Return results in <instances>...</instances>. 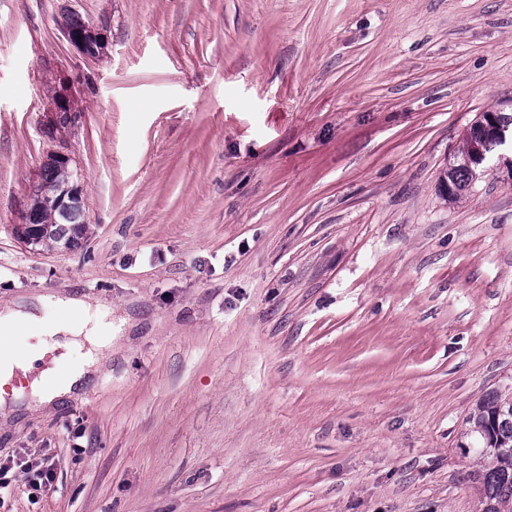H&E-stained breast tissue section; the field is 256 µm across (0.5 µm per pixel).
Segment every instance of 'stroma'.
<instances>
[{
	"mask_svg": "<svg viewBox=\"0 0 512 512\" xmlns=\"http://www.w3.org/2000/svg\"><path fill=\"white\" fill-rule=\"evenodd\" d=\"M498 110L512 0H0V302L103 298L113 334L79 398L0 425L1 464L56 471L0 512H482L466 418L512 389V180L438 183ZM56 151L88 230L31 249ZM72 14V12L64 13L62 20L60 22V26L67 40L76 48L81 49L86 53L91 41H93L98 46L99 51L104 49V34L100 31V29L97 26L90 24L87 25L85 28H77L71 25L70 17L72 16ZM77 36H80V39H77ZM79 42H82V45H79ZM17 465L25 475L28 486L33 490L47 488L55 479L54 462L49 457L28 459Z\"/></svg>",
	"mask_w": 512,
	"mask_h": 512,
	"instance_id": "stroma-1",
	"label": "stroma"
}]
</instances>
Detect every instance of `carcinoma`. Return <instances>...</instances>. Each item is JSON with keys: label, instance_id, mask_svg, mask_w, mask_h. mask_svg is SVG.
<instances>
[{"label": "carcinoma", "instance_id": "1", "mask_svg": "<svg viewBox=\"0 0 512 512\" xmlns=\"http://www.w3.org/2000/svg\"><path fill=\"white\" fill-rule=\"evenodd\" d=\"M68 178L64 169L50 166L43 169L41 183L30 204L35 223L46 227L39 240L41 246L52 244L69 248L85 230L83 211L77 210L65 218L55 203V188ZM493 422L497 423L500 451L492 457L491 466L476 475V483L484 504L483 512H512V397L496 390L483 395L467 418L471 430L481 438Z\"/></svg>", "mask_w": 512, "mask_h": 512}]
</instances>
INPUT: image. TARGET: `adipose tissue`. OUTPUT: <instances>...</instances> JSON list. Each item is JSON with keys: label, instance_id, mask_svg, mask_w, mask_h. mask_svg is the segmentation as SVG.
Returning a JSON list of instances; mask_svg holds the SVG:
<instances>
[{"label": "adipose tissue", "instance_id": "adipose-tissue-1", "mask_svg": "<svg viewBox=\"0 0 512 512\" xmlns=\"http://www.w3.org/2000/svg\"><path fill=\"white\" fill-rule=\"evenodd\" d=\"M41 297L18 298L0 306V422L11 423L80 397L84 389L112 364V328L88 325L83 314L91 306L89 297L61 294L55 298L57 316H39ZM37 337L30 350H16L14 336ZM84 348L78 364H70L73 349ZM46 366L33 380L34 396L24 399L22 388L14 387L16 376L28 375L35 362Z\"/></svg>", "mask_w": 512, "mask_h": 512}]
</instances>
